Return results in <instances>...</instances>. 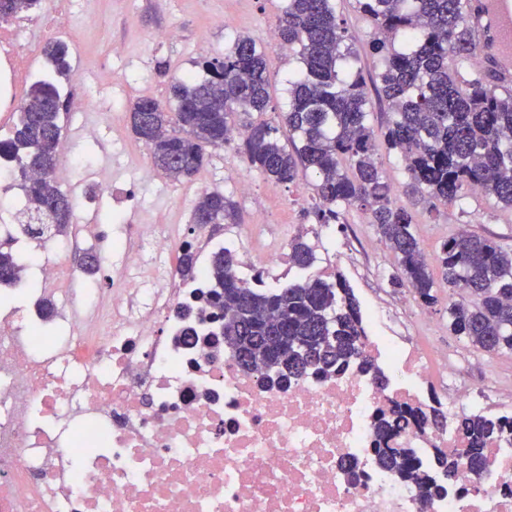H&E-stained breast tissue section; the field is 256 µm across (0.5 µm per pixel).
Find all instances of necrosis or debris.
<instances>
[{"mask_svg": "<svg viewBox=\"0 0 512 512\" xmlns=\"http://www.w3.org/2000/svg\"><path fill=\"white\" fill-rule=\"evenodd\" d=\"M42 36L36 20L0 25V107H13L9 86ZM28 213L18 202L0 223L25 296L0 315V512H512L505 445L434 498L376 466L381 414L417 411L397 445L431 462L460 448L423 420L433 404L456 415L496 406L466 382L438 388L447 350L400 335L381 307L362 314L364 366L273 385L236 364L204 301L222 243L169 226L122 238L119 286L102 302L79 288L55 239L30 252ZM186 249L192 277L175 258ZM47 293L67 301L53 320Z\"/></svg>", "mask_w": 512, "mask_h": 512, "instance_id": "4bbe7bcc", "label": "necrosis or debris"}]
</instances>
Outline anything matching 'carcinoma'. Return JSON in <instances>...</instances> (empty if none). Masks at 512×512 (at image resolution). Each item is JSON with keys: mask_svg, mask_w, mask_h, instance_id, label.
Wrapping results in <instances>:
<instances>
[{"mask_svg": "<svg viewBox=\"0 0 512 512\" xmlns=\"http://www.w3.org/2000/svg\"><path fill=\"white\" fill-rule=\"evenodd\" d=\"M44 0H0V22L34 14ZM277 26L280 44L299 67L288 80L291 147L280 127L247 125L241 150L248 166L275 182L293 183L312 172L315 215L320 224L339 223L358 203L398 262L391 283L406 288L429 309L448 288V332L473 348L512 353V251L468 230L446 239L432 268L414 232L415 206L452 205L473 192L492 196L512 209V73L484 53L473 13L475 0H356L374 30L365 51L381 68L368 90L359 67L360 51L339 18L335 0H282ZM47 68L33 81L9 135L0 139V159L15 164L20 189L31 201L49 200L50 224L61 235L73 204L56 176L70 80L68 46L49 42ZM198 72L170 81L167 104L151 97L131 105L132 127L156 169L172 181L193 177L208 149L230 141L238 110L264 113L270 103L265 51L240 35L222 59L195 61ZM392 110L381 131L386 150L397 153L408 177V202L397 201L375 157L370 92ZM236 217L235 202L218 190L203 193L192 223L222 224ZM298 270L276 288L248 284L233 272L229 247L212 260L211 303L224 308V345L249 370L262 362L288 380L310 372L324 375L362 356L360 302L342 276L326 284L302 275L316 260L314 248L298 236L289 244ZM17 279L16 255L0 249V284ZM403 414L382 417V440L406 429ZM452 431L463 437L461 458L473 472L489 464L487 444L512 441V414H462ZM377 462L437 495L460 475V462L437 458L442 481L429 477L412 448H378Z\"/></svg>", "mask_w": 512, "mask_h": 512, "instance_id": "obj_1", "label": "carcinoma"}]
</instances>
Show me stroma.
I'll use <instances>...</instances> for the list:
<instances>
[{"label":"stroma","mask_w":512,"mask_h":512,"mask_svg":"<svg viewBox=\"0 0 512 512\" xmlns=\"http://www.w3.org/2000/svg\"><path fill=\"white\" fill-rule=\"evenodd\" d=\"M281 5V0H78L66 18L45 16L47 30H60L62 40L70 45L69 90L84 95L90 103L84 119L65 124L63 130L64 139L78 144L81 161L90 166L93 175L92 180L81 177L64 187L70 197L84 198L87 206L86 228L64 253L66 264L74 267L87 254H95L94 272L81 275L84 287L107 289L112 285L113 259L93 246L95 240H109L113 228L114 203L112 198L100 197V182H108L121 192L139 190L141 165L151 160L147 148L131 130L130 102L141 96L167 101L169 75L190 70L193 60L200 57L223 58L233 39L246 33L266 53L271 99L267 112H242L237 121H278L288 106L286 80L297 67L296 60L266 39L268 29L276 25ZM228 19L233 20V27H225ZM172 25L179 29L178 39L157 41L156 32ZM161 61L169 70L168 76L156 70ZM105 70L111 72V81H101L100 74ZM241 178L251 180L249 194L238 191ZM202 181L235 201L238 216L234 225L217 229L192 223V193ZM140 192L138 210L125 215V228L132 236L138 235L148 216L157 226L177 222L185 225L187 233L203 231L225 239L231 228H243L261 213L265 216L262 233L266 240L285 243L300 234L314 246L316 261L308 271L314 278L333 273L339 262L337 246L348 242L358 250L365 268L364 276L348 278L360 302L377 300L403 308L415 335L447 347L456 356L458 378L468 382L483 378L490 356L473 351L467 343L449 335L445 305L421 310L408 289L391 285L397 263L392 252L380 246L376 228L368 224L361 206L349 209L332 235H316L312 226L317 218L307 180L288 184L265 179L249 168L232 143L213 150L194 179L173 182L159 175L152 188ZM417 220L416 231L430 257L460 224L512 249V210L490 197L477 195L460 205L424 208Z\"/></svg>","instance_id":"1"}]
</instances>
